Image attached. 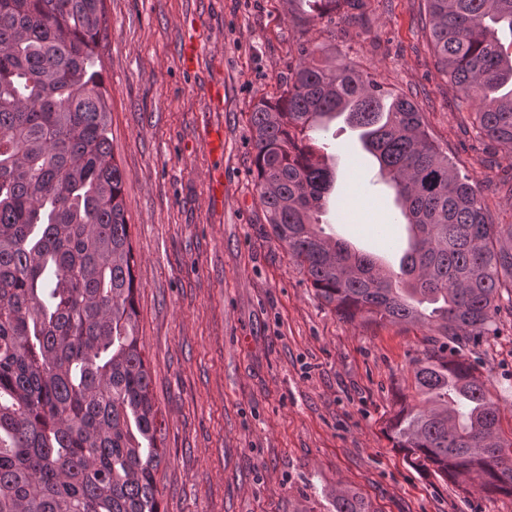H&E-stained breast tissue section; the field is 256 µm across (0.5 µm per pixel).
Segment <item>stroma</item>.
<instances>
[{
	"mask_svg": "<svg viewBox=\"0 0 512 512\" xmlns=\"http://www.w3.org/2000/svg\"><path fill=\"white\" fill-rule=\"evenodd\" d=\"M361 12L347 25L305 0H104L96 68L126 173L139 335L165 418L161 512H334L340 487L372 512H512V497L463 493L390 440L423 330L340 319L265 222L250 113L309 41L410 97L493 223H512V161L476 138L472 109L438 68L426 0H363ZM191 37L201 55L187 70ZM325 142L337 162L321 226L398 267L407 231L395 195L361 181L375 159L344 118ZM499 307L477 373L511 438L512 301Z\"/></svg>",
	"mask_w": 512,
	"mask_h": 512,
	"instance_id": "obj_1",
	"label": "stroma"
}]
</instances>
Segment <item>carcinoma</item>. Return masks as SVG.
I'll use <instances>...</instances> for the list:
<instances>
[{"mask_svg":"<svg viewBox=\"0 0 512 512\" xmlns=\"http://www.w3.org/2000/svg\"><path fill=\"white\" fill-rule=\"evenodd\" d=\"M437 64L512 152V0H426ZM361 0H314L352 19ZM103 0H0V512H160L165 421L138 335L125 173L95 49ZM254 104L255 186L273 237L353 323L427 329L415 397L387 422L412 466L463 491L512 496V439L470 360L512 294V224H494L411 99L310 42ZM361 130L409 232L395 272L327 235L334 172L311 133ZM336 512H369L354 493Z\"/></svg>","mask_w":512,"mask_h":512,"instance_id":"cac0c4a2","label":"carcinoma"}]
</instances>
